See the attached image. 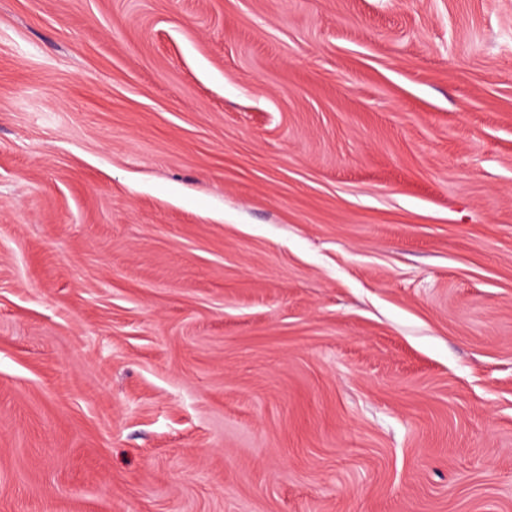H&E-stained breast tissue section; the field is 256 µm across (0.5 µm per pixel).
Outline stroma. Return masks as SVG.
<instances>
[{
  "label": "stroma",
  "instance_id": "35a3bbf8",
  "mask_svg": "<svg viewBox=\"0 0 512 512\" xmlns=\"http://www.w3.org/2000/svg\"><path fill=\"white\" fill-rule=\"evenodd\" d=\"M0 512H512V0H0Z\"/></svg>",
  "mask_w": 512,
  "mask_h": 512
}]
</instances>
